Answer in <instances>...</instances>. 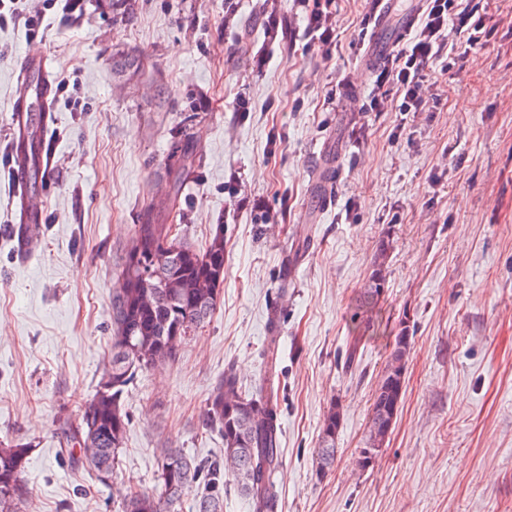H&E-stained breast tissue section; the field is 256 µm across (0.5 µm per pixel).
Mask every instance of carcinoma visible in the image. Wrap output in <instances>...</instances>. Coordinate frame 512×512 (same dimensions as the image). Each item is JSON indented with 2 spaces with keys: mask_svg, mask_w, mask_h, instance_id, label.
<instances>
[{
  "mask_svg": "<svg viewBox=\"0 0 512 512\" xmlns=\"http://www.w3.org/2000/svg\"><path fill=\"white\" fill-rule=\"evenodd\" d=\"M18 162L36 173L40 156L34 139L20 142ZM196 149L191 141L177 143L171 159L186 170L193 166ZM153 210L137 225L125 266L120 271L124 287L112 295V347L104 373L92 399L81 410L78 422L68 430L65 452L92 457L86 466L98 483L101 472L113 474L123 448L129 418L122 404L124 388L136 373L159 361L175 358L184 336L204 326L216 309L224 283V225L212 231L205 248L192 246L179 232L168 235ZM389 242H380L369 276L359 295V308L368 311L386 285ZM398 383L382 372L371 395L368 432L392 421L393 388ZM272 386L257 391L244 389L233 367L224 369L205 403L204 425L224 439V464L215 463L207 481L205 466L180 448H166L151 492L129 491L124 512H174L189 504L191 512H224L219 490L224 476L251 504L253 512H276L273 476L280 466L281 424L273 401ZM342 413L337 403L324 415L318 445V469L331 467L336 457V432ZM32 445L21 441L0 444V503L9 499L12 512H20L26 497L22 484Z\"/></svg>",
  "mask_w": 512,
  "mask_h": 512,
  "instance_id": "carcinoma-1",
  "label": "carcinoma"
}]
</instances>
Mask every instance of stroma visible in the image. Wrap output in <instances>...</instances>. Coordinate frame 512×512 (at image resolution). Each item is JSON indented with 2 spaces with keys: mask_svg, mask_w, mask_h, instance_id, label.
Masks as SVG:
<instances>
[{
  "mask_svg": "<svg viewBox=\"0 0 512 512\" xmlns=\"http://www.w3.org/2000/svg\"><path fill=\"white\" fill-rule=\"evenodd\" d=\"M19 7L44 14L33 36L0 27V440L33 445L24 512H122L126 490L153 489L166 448L221 461L206 399L230 364L243 386L263 383L273 342L277 512H512V0H488L490 34L455 76L440 55L437 105L408 114L392 93L382 111L360 109L376 79L359 47L366 0H335L328 51L305 39L298 0ZM32 50L69 89L41 121L49 163L27 192L46 222L23 257L9 148ZM125 56L143 68L113 73ZM345 76L356 100L329 104ZM184 133L197 157L179 181L167 157ZM175 200L195 247L223 225L224 288L175 360L126 387L119 464L96 484L61 455L65 432L102 377L135 226ZM383 238L387 283L367 322L355 312ZM404 322L402 402L364 469L371 394ZM342 413L336 402H331L324 415L318 445V469L325 471L333 464L336 457V432L340 426Z\"/></svg>",
  "mask_w": 512,
  "mask_h": 512,
  "instance_id": "35a3bbf8",
  "label": "stroma"
}]
</instances>
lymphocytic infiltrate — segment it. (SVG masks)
<instances>
[{
	"label": "lymphocytic infiltrate",
	"instance_id": "1",
	"mask_svg": "<svg viewBox=\"0 0 512 512\" xmlns=\"http://www.w3.org/2000/svg\"><path fill=\"white\" fill-rule=\"evenodd\" d=\"M486 19V14L478 9L460 7L458 0H423L417 22L402 48L390 54L380 65L375 88L362 104V111H380L383 106L382 90L387 86L400 92V111H422L434 60L443 51L447 52L450 60L465 59L469 49L480 43ZM450 28L455 30L457 37L448 42L444 33Z\"/></svg>",
	"mask_w": 512,
	"mask_h": 512
}]
</instances>
